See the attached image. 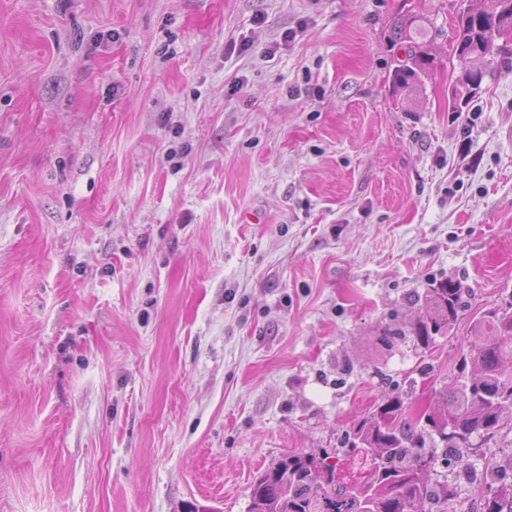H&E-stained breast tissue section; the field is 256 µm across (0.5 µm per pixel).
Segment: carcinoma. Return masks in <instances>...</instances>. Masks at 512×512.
I'll return each instance as SVG.
<instances>
[{
  "mask_svg": "<svg viewBox=\"0 0 512 512\" xmlns=\"http://www.w3.org/2000/svg\"><path fill=\"white\" fill-rule=\"evenodd\" d=\"M501 5L502 0H481L478 8H465L459 36L479 57L506 63L512 44L500 45L483 33L488 14H499V22L512 27V12H500ZM391 39L405 47L393 80L409 97L421 87L419 72L435 64L434 37L421 17L406 12L394 20ZM483 79L480 69L462 71L448 110L463 111ZM461 295L450 279L409 294L407 303L424 314L403 326L383 325L378 341L392 347L410 338L415 348H429L453 329ZM471 332L461 371L432 406L416 412L397 395L357 424L350 447L283 456L255 478L248 512H440L448 482L430 475L452 458L459 474L470 476L472 443L493 438L503 427V414L512 413V309H487ZM479 512H512V483L483 495Z\"/></svg>",
  "mask_w": 512,
  "mask_h": 512,
  "instance_id": "1",
  "label": "carcinoma"
}]
</instances>
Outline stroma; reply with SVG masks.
<instances>
[{"label": "stroma", "mask_w": 512, "mask_h": 512, "mask_svg": "<svg viewBox=\"0 0 512 512\" xmlns=\"http://www.w3.org/2000/svg\"><path fill=\"white\" fill-rule=\"evenodd\" d=\"M462 5L0 0V512H248L282 455L435 400L512 305V64L449 111ZM448 279L449 335L377 344ZM511 459L506 428L453 499ZM421 17L402 13L393 22L391 39L394 44L405 47V59L399 60L394 70V85L407 97L416 93L421 87L419 72L427 70L428 65L435 64L432 45L435 38Z\"/></svg>", "instance_id": "stroma-1"}]
</instances>
